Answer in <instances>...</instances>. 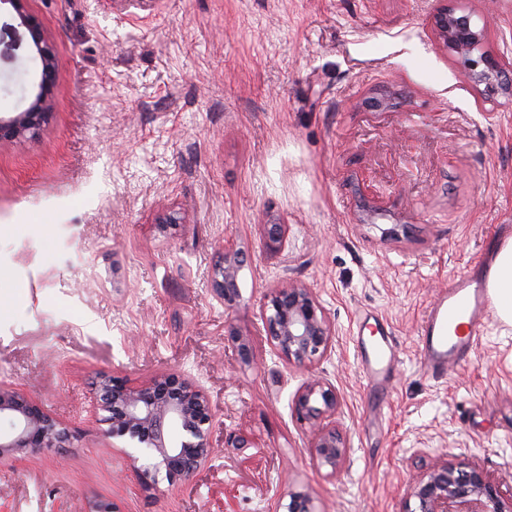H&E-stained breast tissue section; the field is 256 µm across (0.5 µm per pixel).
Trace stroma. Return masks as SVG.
I'll list each match as a JSON object with an SVG mask.
<instances>
[{
  "label": "stroma",
  "mask_w": 512,
  "mask_h": 512,
  "mask_svg": "<svg viewBox=\"0 0 512 512\" xmlns=\"http://www.w3.org/2000/svg\"><path fill=\"white\" fill-rule=\"evenodd\" d=\"M439 0H25L0 6V115L39 90L21 14L60 60L47 121L0 142V388L64 422L66 448L0 457V512H399L438 454L512 488V325L489 314L465 364L420 362L422 320L450 280L512 240V84L470 81L432 31ZM512 63V0H448ZM373 97L393 101L370 112ZM173 210L182 224L163 229ZM288 226L268 250L264 224ZM248 255L232 314L210 269ZM318 295L351 450L317 469L292 415L304 380L260 307L282 281ZM384 317L398 361L369 383L356 331ZM232 319L253 348L224 341ZM178 372L206 393L213 452L188 479L143 480L88 402L100 373ZM243 447L227 445L228 436ZM224 336L227 342L232 344L235 349L239 361L246 366L252 364V350L250 344L245 339L241 338L236 328L229 320L224 322Z\"/></svg>",
  "instance_id": "stroma-1"
}]
</instances>
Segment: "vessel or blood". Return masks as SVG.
I'll return each mask as SVG.
<instances>
[{
    "instance_id": "1",
    "label": "vessel or blood",
    "mask_w": 512,
    "mask_h": 512,
    "mask_svg": "<svg viewBox=\"0 0 512 512\" xmlns=\"http://www.w3.org/2000/svg\"><path fill=\"white\" fill-rule=\"evenodd\" d=\"M491 306L483 280L468 276L452 280L422 323L420 352L425 366L439 374L449 364L463 361L478 345ZM359 358L365 376L379 382L386 380L395 352L382 341L360 349Z\"/></svg>"
}]
</instances>
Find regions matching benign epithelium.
I'll list each match as a JSON object with an SVG mask.
<instances>
[{
    "instance_id": "obj_1",
    "label": "benign epithelium",
    "mask_w": 512,
    "mask_h": 512,
    "mask_svg": "<svg viewBox=\"0 0 512 512\" xmlns=\"http://www.w3.org/2000/svg\"><path fill=\"white\" fill-rule=\"evenodd\" d=\"M22 15L41 62L39 92L22 112L0 116V141L17 140L37 130L52 108L59 61L43 29L23 14L25 0H0ZM435 35L443 47L464 61L468 77L493 83L501 75V64L481 55L474 57L484 40L481 29H473L458 18V12L440 7L433 16ZM266 246L277 250L288 237V225H263ZM247 255L230 242L224 243L210 271L211 288L224 309H234L240 297L237 278ZM267 341L290 365L307 371V378L293 400L296 422L310 437L313 464L335 476L350 452V438L340 426L342 398L336 387L314 367L331 353L334 325L315 292L303 284L283 281L269 289L261 309ZM225 339L239 361L252 364L250 344L230 321L224 322ZM91 403L103 413L105 434L124 441L149 461L143 478L165 474L168 479L188 478L208 460L214 418L205 392L175 372L161 374L144 384L102 373L91 387ZM8 428L0 430V458L33 448H63L71 439L69 428L24 395L0 389V419ZM286 512H318L306 492L291 491ZM400 512H512V497L483 469L467 458L448 460L438 456L410 485Z\"/></svg>"
}]
</instances>
